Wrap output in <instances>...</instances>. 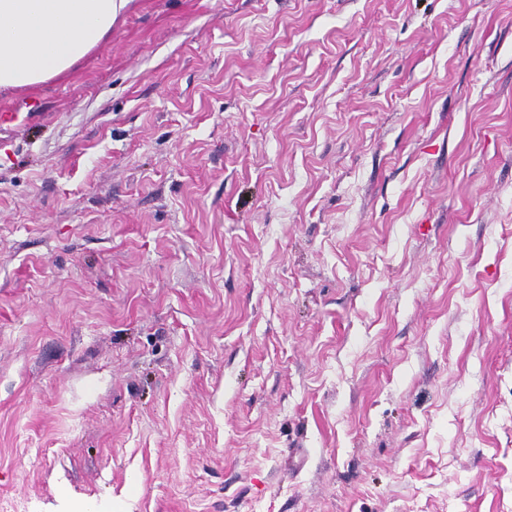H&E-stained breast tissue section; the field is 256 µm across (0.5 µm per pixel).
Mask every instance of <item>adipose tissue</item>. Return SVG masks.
Masks as SVG:
<instances>
[{"label": "adipose tissue", "mask_w": 512, "mask_h": 512, "mask_svg": "<svg viewBox=\"0 0 512 512\" xmlns=\"http://www.w3.org/2000/svg\"><path fill=\"white\" fill-rule=\"evenodd\" d=\"M121 0H0V92L69 70L112 30Z\"/></svg>", "instance_id": "adipose-tissue-1"}]
</instances>
